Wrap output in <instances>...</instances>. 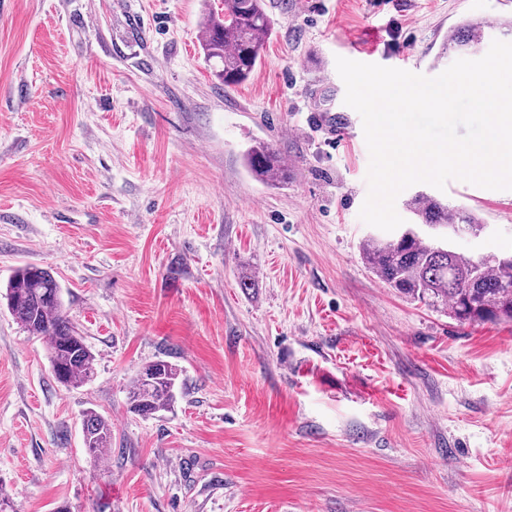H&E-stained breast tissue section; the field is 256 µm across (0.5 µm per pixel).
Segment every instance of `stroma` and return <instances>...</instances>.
I'll use <instances>...</instances> for the list:
<instances>
[{"label":"stroma","mask_w":512,"mask_h":512,"mask_svg":"<svg viewBox=\"0 0 512 512\" xmlns=\"http://www.w3.org/2000/svg\"><path fill=\"white\" fill-rule=\"evenodd\" d=\"M220 0H0V286L50 270L94 356L58 384L0 304V490L14 512H512V322L463 325L368 268L369 153L336 57L434 77L450 27L505 0H265L233 88L202 53ZM275 145L288 182L243 155ZM512 254V190L452 180ZM181 378L132 413L136 373ZM112 422L92 464L82 417ZM179 378L178 367L166 360L142 367L128 390L131 411L146 417L170 409L175 402Z\"/></svg>","instance_id":"1"}]
</instances>
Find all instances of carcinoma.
Listing matches in <instances>:
<instances>
[{"instance_id": "carcinoma-1", "label": "carcinoma", "mask_w": 512, "mask_h": 512, "mask_svg": "<svg viewBox=\"0 0 512 512\" xmlns=\"http://www.w3.org/2000/svg\"><path fill=\"white\" fill-rule=\"evenodd\" d=\"M273 21L263 0H222L203 23L202 49L214 76L226 87L247 80L255 69ZM487 35L485 21L471 19L448 32L447 50L471 51ZM249 171L266 183H285L290 170L272 144L257 142L246 153ZM415 223L392 239L371 236L363 259L399 293L448 309L461 323L512 321V256L474 259L448 245V231L475 235L481 225L468 212L420 193L406 202ZM0 298L14 319L47 344L55 380L77 388L94 374L95 356L65 309L60 285L50 271L27 265L18 269ZM180 378L178 367L157 360L139 370L128 390L132 412L155 415L171 408ZM83 444L94 463L112 449V423L95 411L83 420Z\"/></svg>"}]
</instances>
